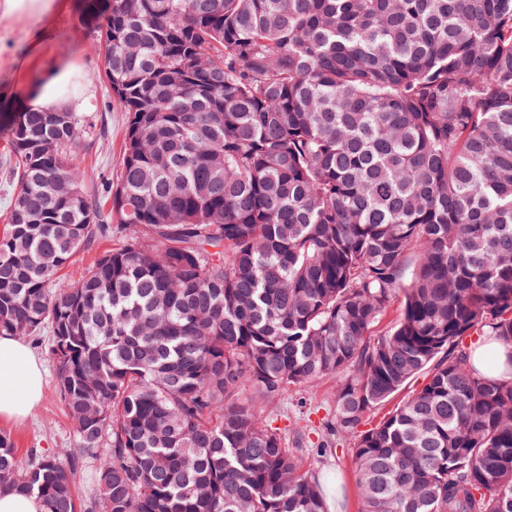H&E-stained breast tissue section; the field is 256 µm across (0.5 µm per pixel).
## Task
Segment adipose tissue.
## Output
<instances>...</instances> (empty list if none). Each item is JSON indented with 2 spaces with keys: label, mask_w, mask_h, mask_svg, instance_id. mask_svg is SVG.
<instances>
[{
  "label": "adipose tissue",
  "mask_w": 512,
  "mask_h": 512,
  "mask_svg": "<svg viewBox=\"0 0 512 512\" xmlns=\"http://www.w3.org/2000/svg\"><path fill=\"white\" fill-rule=\"evenodd\" d=\"M69 0H0V17L36 18L28 33V57L20 89L0 90V104L12 111L57 112L83 107L77 90L84 82L75 59L46 56L52 19L69 11ZM44 388L41 361L18 337L0 335V420L19 421L40 403Z\"/></svg>",
  "instance_id": "obj_1"
}]
</instances>
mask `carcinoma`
I'll use <instances>...</instances> for the list:
<instances>
[{"label":"carcinoma","mask_w":512,"mask_h":512,"mask_svg":"<svg viewBox=\"0 0 512 512\" xmlns=\"http://www.w3.org/2000/svg\"><path fill=\"white\" fill-rule=\"evenodd\" d=\"M88 18L120 174L86 196L75 114L17 113L0 239V335L51 329L75 448L21 467L0 433V486L82 512L88 466L94 512H327L302 435L259 406L338 377L324 429L352 441L360 512H512V0ZM483 336L511 348L499 378L471 362ZM115 243H117L116 237H106L101 239L94 247L79 251L61 271L63 279L67 283L79 281L94 260L103 252L111 250Z\"/></svg>","instance_id":"carcinoma-1"}]
</instances>
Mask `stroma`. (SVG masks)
I'll return each mask as SVG.
<instances>
[{"mask_svg": "<svg viewBox=\"0 0 512 512\" xmlns=\"http://www.w3.org/2000/svg\"><path fill=\"white\" fill-rule=\"evenodd\" d=\"M72 2L73 9L58 20L47 50L54 56H76L87 76L83 91L88 103L75 112L82 131L69 159L84 175L85 193L98 197L120 172L125 114L113 101L107 82L98 75L102 62L96 35L79 23L87 0ZM31 26V21L24 19H0V86L12 83L16 75L13 61L24 54L26 32ZM338 385V379L328 378L314 388H291L284 400L261 406L260 412L275 419L279 427H300L312 443H319L323 423L334 414L333 397ZM0 432L11 435L17 459L23 465L28 462L30 449L63 461L73 447L71 422L50 381L46 382L42 401L31 416L22 422L1 420ZM306 462L338 483L337 493L328 499L329 512H359L361 504L349 442L337 443L332 453L310 454Z\"/></svg>", "mask_w": 512, "mask_h": 512, "instance_id": "1", "label": "stroma"}]
</instances>
